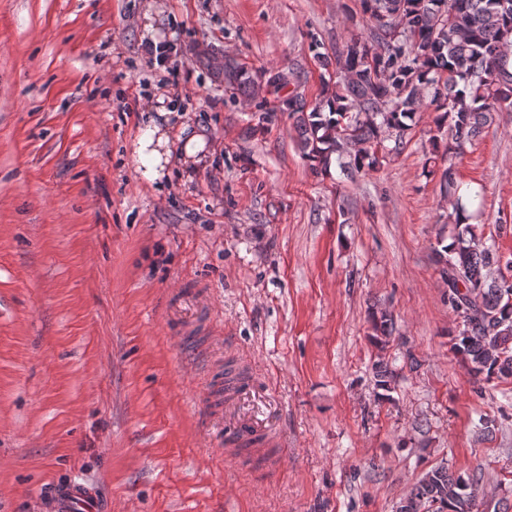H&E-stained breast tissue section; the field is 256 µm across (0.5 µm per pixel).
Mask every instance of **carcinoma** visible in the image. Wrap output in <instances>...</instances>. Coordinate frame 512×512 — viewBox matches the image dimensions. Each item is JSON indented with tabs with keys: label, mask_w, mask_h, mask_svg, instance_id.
Listing matches in <instances>:
<instances>
[{
	"label": "carcinoma",
	"mask_w": 512,
	"mask_h": 512,
	"mask_svg": "<svg viewBox=\"0 0 512 512\" xmlns=\"http://www.w3.org/2000/svg\"><path fill=\"white\" fill-rule=\"evenodd\" d=\"M377 25L373 38L354 37L336 51L319 53L323 69L347 70L336 90L311 110L294 93L300 146L309 160L328 164L336 155L344 172L372 168L383 136L403 133L406 120L432 107L448 120V150L474 141L502 102L512 105V0H361ZM224 85L245 97L298 80L294 69L251 76L228 60L216 71ZM350 146L352 159L342 161ZM461 196H456V232L444 246L441 275L448 305L462 329L452 350L475 377H512V280L495 279L496 254L480 246ZM483 476L455 474L439 465L414 485L400 512H479Z\"/></svg>",
	"instance_id": "1"
}]
</instances>
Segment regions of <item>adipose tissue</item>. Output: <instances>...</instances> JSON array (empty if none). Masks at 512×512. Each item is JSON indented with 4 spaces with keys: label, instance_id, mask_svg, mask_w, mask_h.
<instances>
[{
    "label": "adipose tissue",
    "instance_id": "obj_1",
    "mask_svg": "<svg viewBox=\"0 0 512 512\" xmlns=\"http://www.w3.org/2000/svg\"><path fill=\"white\" fill-rule=\"evenodd\" d=\"M173 112V97L166 94L158 95L154 117L133 144L138 170L141 176L152 184L162 180L170 162L168 124Z\"/></svg>",
    "mask_w": 512,
    "mask_h": 512
}]
</instances>
